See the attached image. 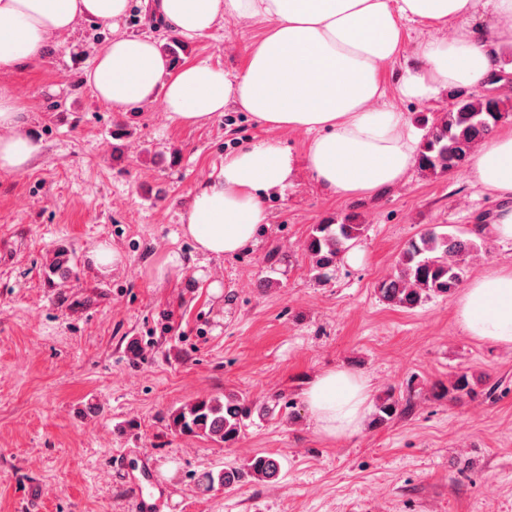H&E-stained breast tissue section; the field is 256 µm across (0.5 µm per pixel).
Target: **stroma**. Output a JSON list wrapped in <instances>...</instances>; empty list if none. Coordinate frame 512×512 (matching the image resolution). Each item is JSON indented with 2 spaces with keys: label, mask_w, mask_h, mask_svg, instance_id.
<instances>
[{
  "label": "stroma",
  "mask_w": 512,
  "mask_h": 512,
  "mask_svg": "<svg viewBox=\"0 0 512 512\" xmlns=\"http://www.w3.org/2000/svg\"><path fill=\"white\" fill-rule=\"evenodd\" d=\"M267 28L225 18L209 36L180 39V61L241 72ZM119 29L171 37L146 0H130ZM447 35L405 23L403 51L382 74L386 104L424 133L453 94L408 100L397 76L419 65L420 42ZM111 38L81 22L41 60L0 74L42 145L25 172L0 173V512L28 501L34 512H128L118 457L163 487L162 512H512V347L465 335L455 297L405 309L377 293L431 226L480 245L466 279L512 267V241L490 229L498 203L470 165L412 170L363 201L328 195L305 166V132L260 127L233 107L192 126L159 99L112 111L84 82ZM266 138L294 158L288 186L266 197L255 244L206 258L180 230L191 193ZM348 217L364 234L316 278L311 226ZM104 241L124 257L107 273L88 260ZM60 250L64 280L48 269ZM332 369L363 376L372 400L394 394L404 413L380 423L371 411L355 434L325 437L304 393ZM458 373L473 394H449ZM227 392L270 408L235 444L170 427L177 408ZM258 454L279 460L277 480L203 490L204 474Z\"/></svg>",
  "instance_id": "35a3bbf8"
}]
</instances>
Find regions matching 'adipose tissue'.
<instances>
[{
    "label": "adipose tissue",
    "mask_w": 512,
    "mask_h": 512,
    "mask_svg": "<svg viewBox=\"0 0 512 512\" xmlns=\"http://www.w3.org/2000/svg\"><path fill=\"white\" fill-rule=\"evenodd\" d=\"M128 6L0 0V72L37 62L78 22L112 27L87 82L113 111L159 98L170 119L196 125L231 104L267 128L309 133L308 169L327 193L349 201L400 184L416 162L419 130L382 102V73L402 52L405 23L451 32L419 44L420 66L398 79L407 99L494 86L505 68L502 54L512 49V0H152L153 12L188 39L209 35L227 17L266 22L244 70L233 76L205 61L173 67L156 40L117 33ZM25 117V105L0 86V173L24 172L41 151ZM470 160L474 180L502 203L493 234L512 240V127L481 143ZM293 169L288 149L271 139L225 157L220 173L194 189L183 235L202 254L236 255L255 243L267 222L265 196L285 189ZM455 317L467 335L512 346V268L469 282ZM304 398L317 430L339 438L361 428L370 389L361 375L336 369L318 376Z\"/></svg>",
    "instance_id": "obj_1"
}]
</instances>
